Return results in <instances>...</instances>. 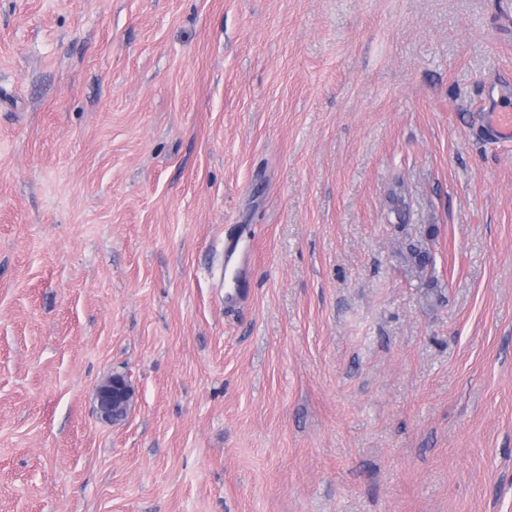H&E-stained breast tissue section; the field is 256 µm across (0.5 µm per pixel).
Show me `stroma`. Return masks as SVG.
Here are the masks:
<instances>
[{
	"label": "stroma",
	"instance_id": "stroma-1",
	"mask_svg": "<svg viewBox=\"0 0 512 512\" xmlns=\"http://www.w3.org/2000/svg\"><path fill=\"white\" fill-rule=\"evenodd\" d=\"M490 105L512 0H0V512H512ZM124 379L112 374L97 387V412L102 420L118 421L125 417L134 391L126 376Z\"/></svg>",
	"mask_w": 512,
	"mask_h": 512
}]
</instances>
